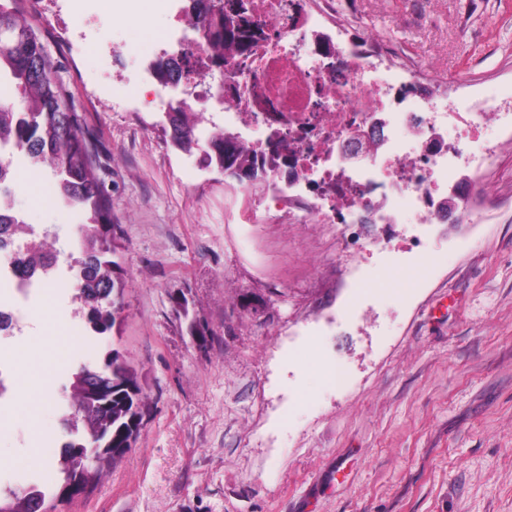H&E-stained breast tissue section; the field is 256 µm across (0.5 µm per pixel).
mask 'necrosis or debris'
<instances>
[{"instance_id": "1", "label": "necrosis or debris", "mask_w": 512, "mask_h": 512, "mask_svg": "<svg viewBox=\"0 0 512 512\" xmlns=\"http://www.w3.org/2000/svg\"><path fill=\"white\" fill-rule=\"evenodd\" d=\"M245 54L209 68L195 38L168 30L146 45H129L140 69L132 95L152 87L162 46L182 51L196 98L211 100L223 85L225 131L250 146L277 200L305 208L297 224H440L443 204L459 187L465 150L499 127L501 105L485 98L470 111L404 93L370 62L371 36L339 42L311 0H247ZM28 163L0 139V214L16 213L18 170ZM59 265L32 278L14 270L13 248H0V311L23 335L39 291L59 282Z\"/></svg>"}]
</instances>
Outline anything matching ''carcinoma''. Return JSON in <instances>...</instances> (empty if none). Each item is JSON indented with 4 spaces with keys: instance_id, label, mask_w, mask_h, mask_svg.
I'll return each instance as SVG.
<instances>
[{
    "instance_id": "cac0c4a2",
    "label": "carcinoma",
    "mask_w": 512,
    "mask_h": 512,
    "mask_svg": "<svg viewBox=\"0 0 512 512\" xmlns=\"http://www.w3.org/2000/svg\"><path fill=\"white\" fill-rule=\"evenodd\" d=\"M205 44L218 48L233 42L239 50L247 44L237 35L238 25L224 19V0H193ZM14 88L22 106L0 104V133L12 138L16 150L51 173L64 194L60 203L78 209L82 216L75 292L80 294L87 327L96 335L112 330L122 313L126 286L120 265L112 260L116 225L112 200L105 190L102 168L83 113L54 68L46 45L34 29L19 0H0V80ZM171 120L157 125L176 150L188 153L197 143V116L191 99L172 105ZM203 166L225 173L238 185L256 186L250 176L257 168L237 136L217 128L202 148ZM15 219L0 215V247L18 237L23 241L15 257V270L26 276L34 267L56 261L57 234L46 228L20 234ZM66 399L72 415L62 419L64 442L60 448L62 483L51 494L34 485L19 496L0 492V512H49L46 498L73 499L88 487L104 464L121 460L134 447L143 426L146 393L135 372L116 349L107 352L103 365L84 364L70 375Z\"/></svg>"
}]
</instances>
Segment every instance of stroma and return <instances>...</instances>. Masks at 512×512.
Returning a JSON list of instances; mask_svg holds the SVG:
<instances>
[{"mask_svg":"<svg viewBox=\"0 0 512 512\" xmlns=\"http://www.w3.org/2000/svg\"><path fill=\"white\" fill-rule=\"evenodd\" d=\"M336 30L370 31L382 67L468 110L512 105V0H334ZM63 0H23L105 170L121 227L122 319L73 324L44 293L30 331L0 341L17 398L0 418V482L55 490L60 401L76 363L118 350L148 396L131 451L56 512H512V130L491 151L467 224H294L257 194L260 224L155 128L165 91L113 94L100 40L147 43L109 0L78 39ZM29 224L74 239L48 172H20ZM427 254L426 269L386 251ZM342 366L343 387L330 385Z\"/></svg>","mask_w":512,"mask_h":512,"instance_id":"35a3bbf8","label":"stroma"}]
</instances>
